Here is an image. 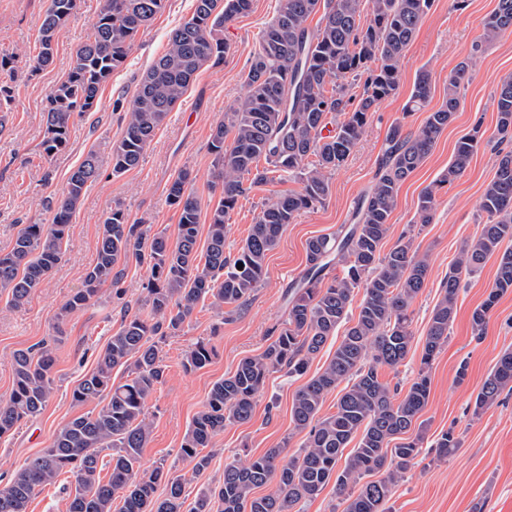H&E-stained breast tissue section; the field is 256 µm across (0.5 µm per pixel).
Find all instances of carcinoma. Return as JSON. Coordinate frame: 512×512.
Masks as SVG:
<instances>
[{
  "instance_id": "carcinoma-1",
  "label": "carcinoma",
  "mask_w": 512,
  "mask_h": 512,
  "mask_svg": "<svg viewBox=\"0 0 512 512\" xmlns=\"http://www.w3.org/2000/svg\"><path fill=\"white\" fill-rule=\"evenodd\" d=\"M165 2L105 0L66 78L49 94L46 153L65 147L74 116L93 107L102 83L123 65L137 35L151 26ZM251 2L196 0L192 17L170 33L167 50L142 77L129 102L124 135L112 145V174L139 165L201 67L224 60L228 46L217 32L247 13ZM364 2L369 5L366 14ZM432 3L281 0L277 16L252 53L247 95L224 113V121L211 134V187L221 186L222 197L210 212L205 251L198 253L201 199L186 173L168 189L171 204L180 212L175 243L161 234L149 235L121 208L104 219L83 288L65 301L61 313L67 316L88 307L99 298L103 285L118 283L119 266L132 258L147 262V312L124 318L95 369L73 390L75 403L96 401L97 412L65 423L47 448L15 471L0 487V512H28L35 495L63 473L75 478L68 512H294L332 479L346 503L344 512H387L393 487L420 453L423 437L415 427L430 394L428 370L448 341L462 277L476 273L490 254L501 251L494 284L471 316L478 340L499 298L512 292V250H500L512 239V150L500 149L495 173L479 202L486 220L478 237L450 266L442 298L432 311L417 377L403 395L382 381L381 369L398 366L409 351L413 332L408 310L429 271L411 236L402 235L384 249L391 216L400 185L424 163L460 106L461 88L469 78L467 59L451 70L442 105L416 132L404 131L399 122L390 126L385 155L357 209V223L308 240L307 269L288 289L285 327L261 354L242 358L232 375L212 385L181 444L192 474L206 471L212 458L207 448L224 431V424L251 421L269 377L278 372L304 375L328 338L351 319L353 324L328 364L294 395L291 421L295 431L305 433L302 450L287 458L284 449L270 448L247 462L225 463L223 481L201 491L187 511L184 479H168L160 497L162 470H140L139 458L151 435L145 408L165 373L156 338L175 334L205 299L219 309L238 308L249 300L284 227L298 213L325 204L327 173L339 167L361 140L377 103L396 94L406 48ZM76 8L77 0H50L39 28L38 66L53 62L55 35ZM315 15L319 22L312 27L309 20ZM508 30L512 0H497L471 55ZM349 78L363 81L360 97L348 93ZM430 95L429 72L421 70L407 110L425 108ZM496 110L497 142L511 145L512 79L502 84ZM481 138L478 124L460 138L439 183L451 184L463 175ZM278 176L300 183V190L269 199L242 245L234 253L226 251L229 215L239 198ZM98 177V157L92 151L70 175L52 223L24 225L10 251L0 252V288L8 291L10 306L23 305L61 262L68 250L72 215L88 184ZM434 208V187L429 186L419 197V223H431ZM337 267L345 276L329 277ZM359 293L362 298L352 319ZM211 353L200 341L187 352L183 367L202 369L210 363ZM53 365L51 349L44 344L12 355V390L0 400V438L44 409L53 390ZM116 369L127 373L125 382L112 381ZM342 383L335 413L319 416L326 395ZM506 388L512 390V351L501 354L486 377L474 415L497 402ZM355 438L357 446L344 454ZM458 445L450 429L433 447L437 458L446 459ZM105 449L113 450L106 480L98 469ZM374 473L384 477L364 481ZM271 482L272 493L255 495L256 489Z\"/></svg>"
}]
</instances>
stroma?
Here are the masks:
<instances>
[{"label": "stroma", "instance_id": "1", "mask_svg": "<svg viewBox=\"0 0 512 512\" xmlns=\"http://www.w3.org/2000/svg\"><path fill=\"white\" fill-rule=\"evenodd\" d=\"M104 3L80 0L77 11L56 34L53 63L37 71L33 65L39 52L38 31L49 0H0V55L14 58V70L7 79L11 98L0 99V252L10 250L22 225L51 222L55 200L88 152H96L101 166L99 179L88 186L72 217L69 248L62 262L21 307H8L7 294L0 291V399L12 389L15 351L45 341L55 359L54 389L44 410L0 438V483L46 448L66 422L93 411V404H75L72 392L93 371L122 320L143 306L147 269L131 261L121 280L106 285L94 304L65 317L60 314L62 304L83 286L106 215L121 207L150 233L175 239L179 212L168 199V188L184 172L192 179L203 212L217 205L220 193L210 188L211 131L244 97L251 55L280 8V0H252L247 14L224 26L220 35L230 50L223 62L200 69L138 167L116 176L110 149L124 134L127 107L138 81L166 51L171 31L192 16L195 0H167L153 24L137 36L125 63L101 87L94 107L75 116L66 147L46 156L42 143L47 97L66 78ZM496 4L497 0H466L457 9L453 0H434L407 47L398 92L377 105L360 142L331 172L325 204L300 213L285 227L267 258L266 274L255 294L239 308L220 310L208 301L199 304L190 322L161 343L166 376L147 403L152 432L140 467L185 477L187 501L223 479L224 463L230 458L245 460L280 447L289 455L299 451L305 436L293 429L291 406L306 379L282 372L270 377L251 422L226 424L215 437L212 461L204 473L192 475L180 446L213 383L233 374L243 357L260 354L283 326L285 291L306 268L308 240L354 223L356 206L374 182L390 125L398 121L405 131L417 130L429 111L442 104L449 72L467 59L470 80L461 90L460 108L422 166L401 184L386 239L391 245L400 235L413 236L415 247L429 260L426 284L412 304L411 349L402 364L381 372L384 382L402 391L413 382L442 282L485 220L478 205L496 164L495 95L501 83L512 78V32L503 33L480 56H472L471 49ZM423 69L431 77L428 106L407 111ZM476 125L483 132V143L467 171L455 183L438 188L432 223H418L417 204L423 189L440 177L457 140ZM297 187L295 181L276 180L240 199L229 218L227 250L235 251L242 244L268 198ZM497 265V256H490L478 273L461 284L448 342L429 371L430 395L418 419L423 447L415 466L393 488L390 512H512V393L503 392L498 403L482 413L474 411L487 375L499 356L512 350V292L499 300L483 338L473 337L471 315L492 288ZM201 339L213 349L211 361L198 371H185L184 357ZM461 369L466 372L462 379L457 376ZM448 430L460 446L443 461L436 459L431 444Z\"/></svg>", "mask_w": 512, "mask_h": 512}]
</instances>
